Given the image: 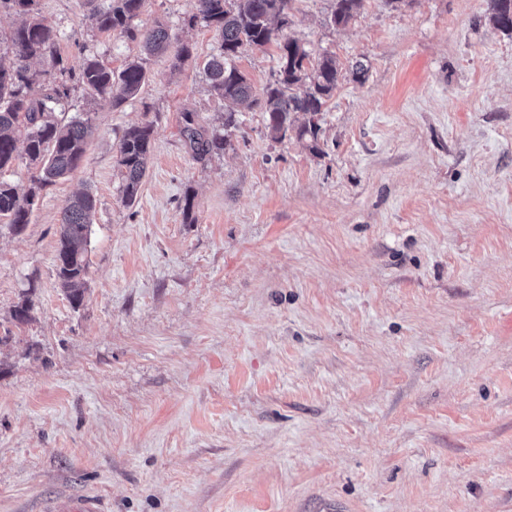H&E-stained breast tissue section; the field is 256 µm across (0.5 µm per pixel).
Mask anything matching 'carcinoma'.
<instances>
[{"label": "carcinoma", "instance_id": "obj_1", "mask_svg": "<svg viewBox=\"0 0 512 512\" xmlns=\"http://www.w3.org/2000/svg\"><path fill=\"white\" fill-rule=\"evenodd\" d=\"M23 22L8 36L0 37V172L18 159L17 140L23 136L25 155L37 174L27 187L0 179V220L15 233L29 223L41 191L70 174L84 160L91 118L76 116L58 123L53 113L70 96L67 82L45 84V72L33 68L32 61L50 56L67 73L57 51L55 31L34 15L35 0H10ZM144 0H109L107 7L93 12L95 28L101 33H118L140 44L147 56L174 51L177 63L190 57L186 45H173L172 36L158 24L143 32L133 25ZM292 0H196L197 13L190 22L203 21L221 37L219 51L205 64L212 92L224 101V125L234 122L236 105L249 102L267 115V129L275 139L293 133L311 141L317 150L321 132L319 115L334 95L340 78L336 57L324 53L312 56L306 45L283 33L290 22ZM365 0H334L331 22L347 26L364 8ZM490 22L501 32H512V0H488ZM277 49V77L266 87L262 99L234 60L246 48ZM148 79L144 59L130 61L115 73L100 60H85L76 76L99 101L118 108L136 97ZM183 133L199 154L224 148V139L207 137L193 126L191 113L185 114ZM150 123L129 127L123 134L117 159L119 188L125 201L135 200L147 170L152 146ZM97 206L90 192L76 195L63 213L56 253V272L63 292L75 308L82 306L86 293L87 245L92 216Z\"/></svg>", "mask_w": 512, "mask_h": 512}]
</instances>
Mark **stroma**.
Returning a JSON list of instances; mask_svg holds the SVG:
<instances>
[{
    "mask_svg": "<svg viewBox=\"0 0 512 512\" xmlns=\"http://www.w3.org/2000/svg\"><path fill=\"white\" fill-rule=\"evenodd\" d=\"M106 0H37L68 68L140 56L97 32ZM292 0L288 36L341 80L318 151L224 103L203 66L218 32L195 0H144L192 49L147 59L139 95L89 114L83 163L21 234L0 223V512L66 495L102 512H512V34L487 0ZM255 89L276 48L235 61ZM226 134L195 153L182 134ZM154 125L137 199L115 176ZM97 199L86 296L56 274L59 220ZM32 306L31 319L13 310ZM334 10L331 22L339 26H347L351 20L359 15L363 8L365 0H333ZM184 118L186 125L184 126L183 133L194 151L199 154H207L213 149L224 148V138H220L217 135L205 137L201 130L193 126L191 113L187 112Z\"/></svg>",
    "mask_w": 512,
    "mask_h": 512,
    "instance_id": "stroma-1",
    "label": "stroma"
}]
</instances>
